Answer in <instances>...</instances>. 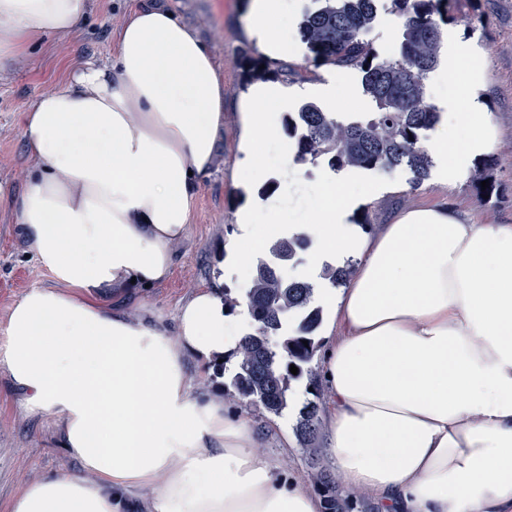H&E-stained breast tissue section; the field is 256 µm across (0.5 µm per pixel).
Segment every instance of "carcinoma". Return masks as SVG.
Instances as JSON below:
<instances>
[{"label": "carcinoma", "instance_id": "carcinoma-1", "mask_svg": "<svg viewBox=\"0 0 512 512\" xmlns=\"http://www.w3.org/2000/svg\"><path fill=\"white\" fill-rule=\"evenodd\" d=\"M316 7L300 21V34L314 59L362 74L364 92L376 111L365 120L346 124L313 101L302 102L285 118L288 135L295 139V158L301 163L324 161L334 171L347 168L394 170L405 167L418 186L429 176L431 157L424 132L432 129L439 113L427 102L425 80L438 65L442 45L440 22L448 0H389L391 13L402 20L403 41L398 55L378 59L363 35L376 17L378 0H315ZM310 239L297 235L279 239L255 266L246 292L256 331L242 340L237 352L235 393L274 414L288 403L290 382L313 376L311 362L322 309L313 305V285L286 278L282 269L308 250ZM353 268L326 266L323 279L333 285L347 283ZM277 339L271 343V339ZM298 374L289 371L290 365ZM319 405L310 402L300 412L296 434L308 448L318 428ZM316 483L323 492L324 512H349L353 504L344 497L336 479L319 470Z\"/></svg>", "mask_w": 512, "mask_h": 512}]
</instances>
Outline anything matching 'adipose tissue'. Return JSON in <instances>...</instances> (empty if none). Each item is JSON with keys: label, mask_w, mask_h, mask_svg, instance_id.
Returning <instances> with one entry per match:
<instances>
[{"label": "adipose tissue", "mask_w": 512, "mask_h": 512, "mask_svg": "<svg viewBox=\"0 0 512 512\" xmlns=\"http://www.w3.org/2000/svg\"><path fill=\"white\" fill-rule=\"evenodd\" d=\"M90 0H0V74L43 38L70 36ZM293 0H251L247 33L287 56ZM448 122L430 148L443 179L496 134L483 66L448 47ZM291 95L258 82L240 103L235 185L267 172L265 142ZM224 125V83L187 24L141 0L112 37L27 111L31 171L12 199L21 234L54 284L29 288L0 334V372L26 412L53 421L78 471L27 483L9 512H322L286 475L268 432L231 411L202 369L229 359L255 323L221 289L183 299L172 320L108 306L165 282L188 233ZM358 196L324 181L314 212L287 224L273 202L239 209L225 278L268 242L305 234L311 266L352 256L347 287L323 285L326 464L378 512H512V224L419 207L368 233Z\"/></svg>", "instance_id": "adipose-tissue-1"}]
</instances>
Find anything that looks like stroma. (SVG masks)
Returning a JSON list of instances; mask_svg holds the SVG:
<instances>
[{
    "label": "stroma",
    "mask_w": 512,
    "mask_h": 512,
    "mask_svg": "<svg viewBox=\"0 0 512 512\" xmlns=\"http://www.w3.org/2000/svg\"><path fill=\"white\" fill-rule=\"evenodd\" d=\"M184 23L191 26L212 51L224 80V129L213 165L203 181L188 233L174 246L175 266L164 284L145 290L129 300L127 309L138 316L144 311L173 317L177 303L196 288L210 283L223 253V245L237 222L244 194L233 185L232 173L239 156V101L254 78V64L270 70L287 67V84L293 96L289 110L304 100L317 102L337 119L350 122L374 111L365 95L361 75L343 71L346 96L330 102L327 91L336 73L334 66L314 61L307 46H300L281 61L268 62L246 34L248 0H163ZM134 0H91L88 14L73 36L48 38L33 46L22 65L0 78V331L12 305L34 286H51L53 280L36 262L28 241L21 235L6 202L7 196L24 188L29 171L23 138L25 112L42 94L56 89L72 67L86 61H105L112 53V34L122 24ZM444 42L476 46L485 70L483 101L498 139L489 157L494 166L483 170L481 160L452 183H443L438 168H431L421 186H413L411 174L399 168L342 170V178L355 180L371 190L359 204L353 223L376 228L391 223L400 212L447 204L463 219L475 224H512V0H449L448 20L442 26ZM400 19L389 11L388 0H379L378 16L364 35L381 57H388L402 41ZM331 173L327 164L304 163L301 172L275 168L256 186L258 196L274 197L284 220L304 222L318 199L319 183ZM493 186L484 193L478 180ZM320 382L301 377L292 381L289 404L280 415L249 405L258 428L272 430L283 424L295 430L300 410L321 393ZM77 469L76 461L60 447L56 426L28 414L18 402L11 381L0 372V512L9 506L24 484L59 468Z\"/></svg>",
    "instance_id": "obj_1"
}]
</instances>
